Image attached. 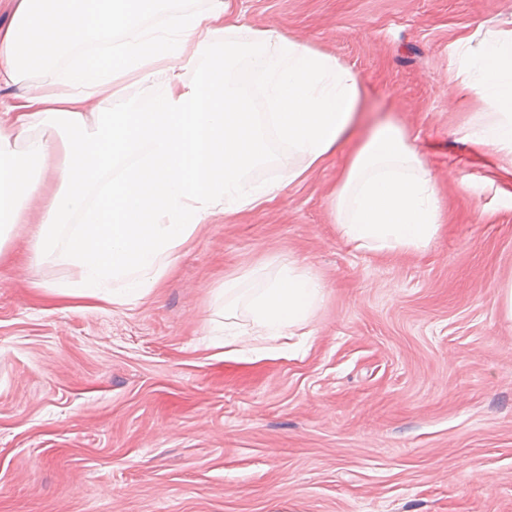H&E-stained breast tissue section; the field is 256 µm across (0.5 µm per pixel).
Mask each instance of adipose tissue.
Returning a JSON list of instances; mask_svg holds the SVG:
<instances>
[{
	"instance_id": "adipose-tissue-1",
	"label": "adipose tissue",
	"mask_w": 512,
	"mask_h": 512,
	"mask_svg": "<svg viewBox=\"0 0 512 512\" xmlns=\"http://www.w3.org/2000/svg\"><path fill=\"white\" fill-rule=\"evenodd\" d=\"M11 6L0 27V83L36 79L41 89L0 99V240L24 223L29 201L45 189L51 145L40 127L63 131L59 186L33 249H65L79 274L74 296L119 305L145 297L215 213L276 199L283 183L246 178L266 156L265 127L287 144L293 182L318 170L361 120L356 72L302 38L237 25L228 0H210L204 13L167 0ZM459 44L470 96L496 108L493 119L476 115L472 141L512 154V35H468ZM241 55L244 75L230 76L226 61ZM122 75L136 77L138 100L114 91ZM60 85L67 93H57ZM101 92L108 105L89 108ZM333 199L341 234L358 250L422 249L447 222L430 169L403 130L390 126L352 154ZM67 223L73 229L64 241ZM114 280L124 281L127 294L109 293ZM323 296L321 282L288 260L250 295L248 316L259 335L285 337L310 320Z\"/></svg>"
}]
</instances>
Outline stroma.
<instances>
[{
	"label": "stroma",
	"instance_id": "1",
	"mask_svg": "<svg viewBox=\"0 0 512 512\" xmlns=\"http://www.w3.org/2000/svg\"><path fill=\"white\" fill-rule=\"evenodd\" d=\"M361 77L364 116L307 181L267 134L254 183L277 200L216 214L157 292L117 306L63 296L36 255L45 198L0 245V512H512V176L475 150L448 98L457 41L512 31V0H230ZM415 140L448 206L420 251L347 246L331 192L371 127ZM297 261L324 300L291 339L219 357L225 276Z\"/></svg>",
	"mask_w": 512,
	"mask_h": 512
}]
</instances>
